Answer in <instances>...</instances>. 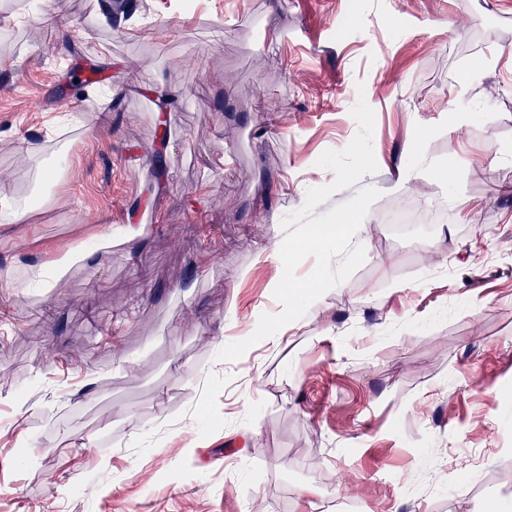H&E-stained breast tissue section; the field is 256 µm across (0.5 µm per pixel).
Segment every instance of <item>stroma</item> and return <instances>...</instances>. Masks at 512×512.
Returning a JSON list of instances; mask_svg holds the SVG:
<instances>
[{
	"instance_id": "1",
	"label": "stroma",
	"mask_w": 512,
	"mask_h": 512,
	"mask_svg": "<svg viewBox=\"0 0 512 512\" xmlns=\"http://www.w3.org/2000/svg\"><path fill=\"white\" fill-rule=\"evenodd\" d=\"M183 2L50 0L46 26L0 0V209L77 119L32 222L0 223V512H512V0ZM361 95L364 263L217 360L279 312L281 222ZM414 201L445 209L383 221ZM383 217L390 223H426L431 219V212L424 207L402 208L389 205L383 210ZM89 250L82 247L70 249L63 253V257L55 261L56 272L50 281L45 282L43 288H58L65 274L75 261H83L88 258Z\"/></svg>"
}]
</instances>
